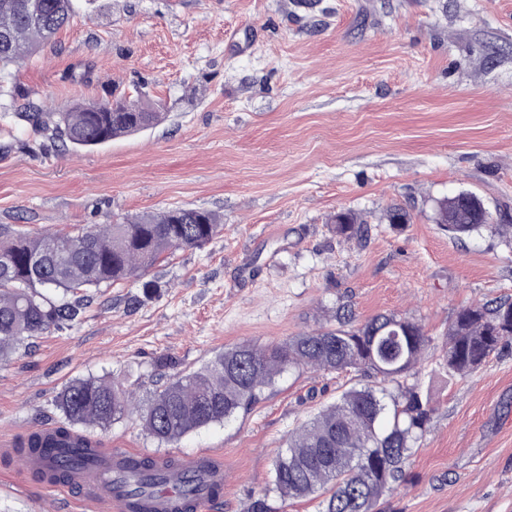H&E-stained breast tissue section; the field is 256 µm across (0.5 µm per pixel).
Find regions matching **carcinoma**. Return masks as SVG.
Masks as SVG:
<instances>
[{
    "label": "carcinoma",
    "instance_id": "1",
    "mask_svg": "<svg viewBox=\"0 0 512 512\" xmlns=\"http://www.w3.org/2000/svg\"><path fill=\"white\" fill-rule=\"evenodd\" d=\"M71 0H0V109L13 99V70L49 43L70 21ZM74 101L49 121L30 107L25 118L37 133L73 148L95 147L157 124L162 113L127 98ZM435 223L460 238L486 231L512 239V224H494L477 197L456 194L436 201ZM336 235L362 232L351 213L334 217ZM224 231L221 217L203 209L172 208L92 224L85 232L46 231L30 235L0 225V360L18 346L57 329L77 325L92 303L88 294L104 284L146 275L179 249L201 248ZM332 324L264 348L239 343L218 355L205 370L167 379L145 402L136 392L104 377L79 378L65 386L56 407L68 425L55 441L34 431L20 453L64 448L53 479L66 481L74 465L91 459L97 441L74 425L106 429L135 413L161 444L215 423L246 414L285 369L353 371L356 382L296 427L272 460L268 486L250 495L245 512H284L290 500L321 498L322 512H375L380 500L404 481L413 450L425 436L434 408L416 378L430 349L421 324L380 313L354 326L351 306L342 303ZM442 354L448 378L477 371L512 338V299L460 308L448 325ZM182 459L168 456L132 461L127 494L146 497L164 486Z\"/></svg>",
    "mask_w": 512,
    "mask_h": 512
}]
</instances>
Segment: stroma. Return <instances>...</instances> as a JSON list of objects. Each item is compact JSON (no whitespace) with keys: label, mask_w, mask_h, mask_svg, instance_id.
<instances>
[{"label":"stroma","mask_w":512,"mask_h":512,"mask_svg":"<svg viewBox=\"0 0 512 512\" xmlns=\"http://www.w3.org/2000/svg\"><path fill=\"white\" fill-rule=\"evenodd\" d=\"M55 44L18 68L0 113V224L27 232L103 224L174 207L224 231L176 251L145 279L104 285L82 321L0 364V440L64 419L60 390L99 376L149 398L160 360L205 368L224 349L277 344L392 312L436 347L462 306L512 297V243L463 239L437 199L480 197L512 216V0H72ZM160 104L162 120L92 150L34 133L30 106L79 98ZM399 206L411 220L390 225ZM365 222L338 237L343 211ZM142 296L128 311V295ZM351 373L280 375L249 413L174 444L136 417L94 430L102 447L155 458H224L223 512H243L296 425ZM419 380L435 412L379 512H512V344L449 379L436 352ZM0 512H88L0 457Z\"/></svg>","instance_id":"1"}]
</instances>
